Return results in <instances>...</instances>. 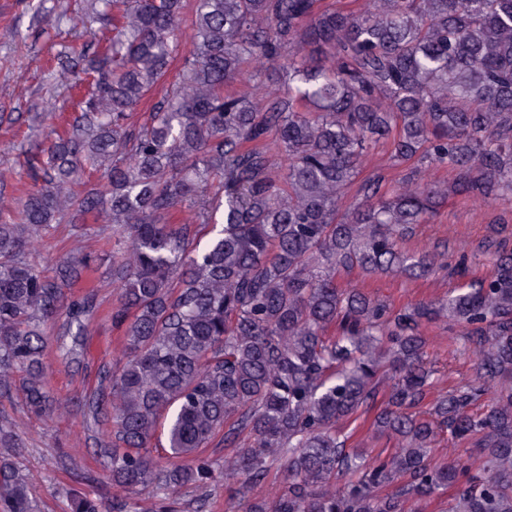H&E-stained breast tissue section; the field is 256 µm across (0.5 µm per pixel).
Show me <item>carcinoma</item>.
I'll use <instances>...</instances> for the list:
<instances>
[{
    "mask_svg": "<svg viewBox=\"0 0 512 512\" xmlns=\"http://www.w3.org/2000/svg\"><path fill=\"white\" fill-rule=\"evenodd\" d=\"M185 0H92L112 37L92 58L66 47L48 76L84 87L77 115L53 122L28 158L34 185L0 208V395L17 377L29 411L65 403L45 386L49 345L79 360L98 311L64 306L94 265L46 270L34 238L90 216L112 225L118 373L83 404L102 426L96 455L112 483L148 489L156 512L206 488V449L238 448L224 481L240 512H405L410 497L456 487L448 512H512V253L446 299L396 310L339 280L424 278L453 252L404 247L451 193L512 199V0H378L358 13L317 0H194L191 48L175 79ZM247 77L251 93L234 87ZM152 100L142 124L131 115ZM379 144L398 179L358 181ZM455 172L449 188L430 166ZM358 186V199L343 206ZM191 212L171 224L178 210ZM66 314L52 341L45 324ZM443 316L476 355L467 383L434 392L423 327ZM491 403L473 406L485 395ZM432 406L435 420L418 415ZM398 439L385 455L350 445L339 423ZM476 448L484 475L432 462L437 429ZM165 438L163 454L153 440ZM279 463L270 503L249 499ZM29 475L0 452V512H40ZM70 512H104L74 490Z\"/></svg>",
    "mask_w": 512,
    "mask_h": 512,
    "instance_id": "1",
    "label": "carcinoma"
}]
</instances>
